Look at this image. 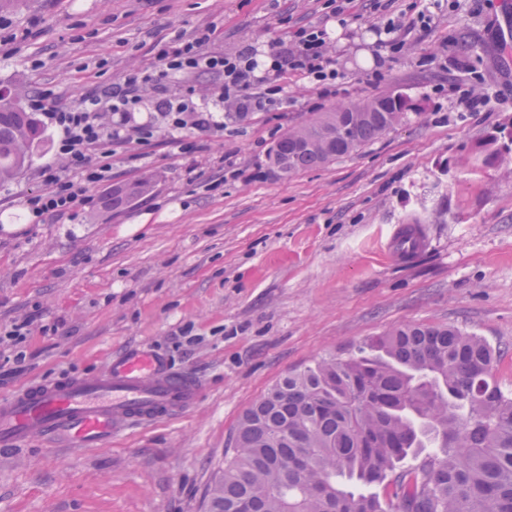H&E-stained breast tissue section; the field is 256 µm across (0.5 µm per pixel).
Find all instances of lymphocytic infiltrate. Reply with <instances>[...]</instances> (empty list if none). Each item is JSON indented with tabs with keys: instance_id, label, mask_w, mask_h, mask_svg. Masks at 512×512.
Instances as JSON below:
<instances>
[{
	"instance_id": "f902f5d3",
	"label": "lymphocytic infiltrate",
	"mask_w": 512,
	"mask_h": 512,
	"mask_svg": "<svg viewBox=\"0 0 512 512\" xmlns=\"http://www.w3.org/2000/svg\"><path fill=\"white\" fill-rule=\"evenodd\" d=\"M209 38V32L203 31L187 41L177 37L160 44V75L130 74L123 84L104 88L68 107L50 106L47 94L33 93L30 107L42 112L47 125L56 131V157L68 174L60 176L57 168L46 166L44 190L25 201L28 215L40 222L49 215H75L78 205L92 203L88 189L108 179L113 147L153 137V126L136 122L135 112L143 90L157 79L177 81L192 73L214 74L219 100L234 101L241 113L261 110L279 94L284 70L300 72L318 85L337 79L327 55L326 32L319 27L299 30L291 46L263 62L251 48L234 56L208 54L203 47ZM165 117L173 131L208 128L214 123L212 113L203 110L191 94L170 101Z\"/></svg>"
}]
</instances>
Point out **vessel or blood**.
I'll return each instance as SVG.
<instances>
[{
	"label": "vessel or blood",
	"mask_w": 512,
	"mask_h": 512,
	"mask_svg": "<svg viewBox=\"0 0 512 512\" xmlns=\"http://www.w3.org/2000/svg\"><path fill=\"white\" fill-rule=\"evenodd\" d=\"M201 392L194 377L148 351L115 356L97 372L36 383L0 399V447L61 437L72 448L102 447L135 425L185 411Z\"/></svg>",
	"instance_id": "obj_1"
}]
</instances>
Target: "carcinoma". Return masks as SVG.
<instances>
[{"mask_svg": "<svg viewBox=\"0 0 512 512\" xmlns=\"http://www.w3.org/2000/svg\"><path fill=\"white\" fill-rule=\"evenodd\" d=\"M413 104L391 91L322 113L284 132L268 153L281 175L349 155L400 123ZM43 139L20 95L0 96V183ZM489 135L483 161L512 171V146ZM151 189H112L127 206ZM500 349L454 326L403 325L347 359L324 357L282 378L239 420L234 455L208 512H386L366 491L431 440L442 448L395 478L398 512H512V394L494 378Z\"/></svg>", "mask_w": 512, "mask_h": 512, "instance_id": "carcinoma-1", "label": "carcinoma"}]
</instances>
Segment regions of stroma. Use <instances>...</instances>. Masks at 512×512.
Listing matches in <instances>:
<instances>
[{"instance_id": "stroma-1", "label": "stroma", "mask_w": 512, "mask_h": 512, "mask_svg": "<svg viewBox=\"0 0 512 512\" xmlns=\"http://www.w3.org/2000/svg\"><path fill=\"white\" fill-rule=\"evenodd\" d=\"M23 0L0 30V87L51 90L73 105L133 72H160L157 44L211 32L204 50L284 49L297 30L326 28L339 77L322 88L284 71L266 111L237 114L208 97L216 76L160 80L137 122L147 144L117 149L110 182L76 218L31 224L56 137L0 185V332L32 318L23 342L0 345V398L35 382L89 374L134 347L204 384L198 403L101 448L33 441L0 448V512H207L243 412L285 375L356 354L404 324L453 325L502 354L512 392V173L469 161L473 144L512 131V0ZM431 10L430 26L417 17ZM395 21L401 52L378 27ZM194 89L216 124L174 139L157 102ZM399 91L417 104L374 142L287 177L266 158L275 141L335 107ZM486 107L473 110L470 94ZM151 177L152 191L109 209L114 185ZM400 224L427 242L393 253ZM24 354L15 364L16 354Z\"/></svg>"}]
</instances>
